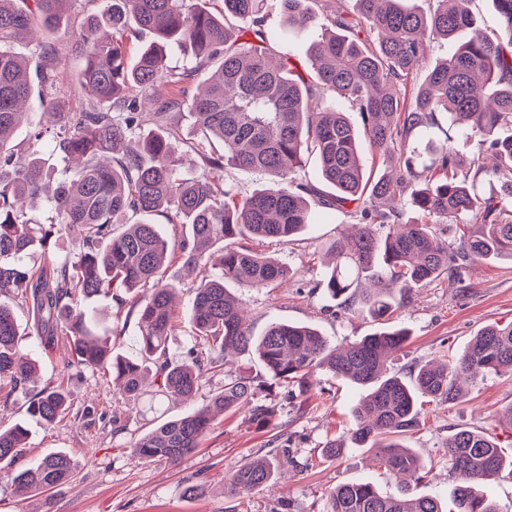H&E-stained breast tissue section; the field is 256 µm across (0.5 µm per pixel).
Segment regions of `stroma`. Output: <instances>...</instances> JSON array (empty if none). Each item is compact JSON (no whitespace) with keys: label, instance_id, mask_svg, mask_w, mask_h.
<instances>
[{"label":"stroma","instance_id":"35a3bbf8","mask_svg":"<svg viewBox=\"0 0 512 512\" xmlns=\"http://www.w3.org/2000/svg\"><path fill=\"white\" fill-rule=\"evenodd\" d=\"M106 5V0H83L51 35L64 81L74 88L70 98L74 109L84 100L76 89L79 66L72 55L74 35L84 12ZM263 16L272 53L293 54L298 66L307 68L306 49L317 38L318 29L301 28L282 40L283 0H265ZM352 222L348 213L320 208L315 224L292 241L261 244V251L281 259L292 278L281 285L239 289L253 335H262L275 321L315 326L337 344L374 331V323L344 313L317 286L323 271L322 244L351 232ZM166 276L180 284L174 299V333L168 343L169 357L180 360L188 357L194 345L188 312L197 279L176 254L169 259ZM85 307L99 320L100 333L110 338L115 352L137 354L136 317L117 315L116 302L106 297L86 301ZM396 317L411 336L390 367L406 379L417 363L461 352L482 327L512 323V261L482 262L462 285L442 278L418 289ZM19 346L36 363L41 381L63 383L71 402L64 420L47 428L32 426L27 456L38 459L52 452L66 453L76 465V474L48 499L16 491L10 481L0 478V512H232L242 501L228 488L235 471L247 458L272 456L285 446L291 462L283 463L268 486L248 494L244 500L248 512H276L283 500L288 501L290 512H324L327 494L342 482L371 481L381 492L393 495L450 497L456 479L443 462V445L456 428L487 432L506 456H512V427L498 422L503 411L512 407V373L492 375L470 387L463 402L424 405L419 429L403 438L404 445L434 464L428 483L420 485L386 474L376 466L369 449L350 441L352 409L361 391L324 372L319 376L322 399L300 407L286 405L278 424L259 427L247 412L230 411L218 417L200 446L178 462L146 463L131 452L137 436L150 428L154 418L186 414L193 410V403L170 399L151 410L141 399L123 402L113 392L111 377L89 368L66 369L65 343L46 348L37 337L25 336ZM336 438L344 442L340 456L323 457L322 448ZM190 484L202 486L199 497L186 498L184 489Z\"/></svg>","mask_w":512,"mask_h":512}]
</instances>
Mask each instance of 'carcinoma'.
<instances>
[{
  "mask_svg": "<svg viewBox=\"0 0 512 512\" xmlns=\"http://www.w3.org/2000/svg\"><path fill=\"white\" fill-rule=\"evenodd\" d=\"M69 2L77 0H0V398L28 391L27 414L44 425L70 413L62 387L38 385L35 363L19 356L24 335L39 337L46 347L59 336L66 339V366L106 371L133 399L148 393L153 401L174 396L193 402L207 375L224 374V385L210 390L205 404L156 420L133 444L145 462H176L198 447L216 414L248 407L253 421L268 423L278 407L258 402L259 392L275 386L290 396L296 386L306 393L325 371L366 392L352 410L351 440L370 449L387 473L423 481L432 467L397 442L420 426L423 403H454L464 397L460 380L512 371V323L483 327L460 354L415 365L408 381L387 366L409 337L390 320L414 289L445 274L461 283L480 260L512 258V135H497L512 127V0H494L501 29L496 40L477 27L473 0H432L427 11L404 0H335L321 14L308 0H285L284 36L306 21L334 28L310 46L305 77L292 74L285 56L278 64L270 61L260 15L264 0H224L222 16L196 0H111L80 26L76 56L86 106L79 112L69 111L55 49L34 38V22L59 23ZM130 19L152 36L134 52L124 38ZM466 30L469 37L450 58L422 82L409 84L431 43ZM16 42L30 45L29 57L12 51ZM169 43L189 49L192 65L168 68L163 48ZM32 72L47 116L33 143L48 141L63 158L83 160L64 178L44 167L36 150L10 146L27 115ZM198 75L204 89L190 109L201 135L195 150L209 173L184 178L174 127L184 84ZM143 99L154 107L155 127L148 131L137 120ZM350 111L360 114L363 131L352 125ZM446 122L473 150L462 176ZM362 137L394 163L396 174L370 180L360 164ZM209 138L221 142L224 152L204 154ZM311 153L334 190L320 198L321 208L344 211L354 204L363 224L323 247L332 259L324 268L328 293L343 309L379 325L344 345L307 324L272 322L255 336L246 326L242 298L225 288L227 282L264 288L288 278L285 264L249 243L288 242L314 223L305 199L311 189L296 182L304 155ZM226 167L263 172L272 184L245 196L219 191L212 180ZM493 176L506 178L501 190L480 195L478 185ZM385 197L407 198L416 217L405 221L401 208H378L376 200ZM34 200L52 208V223L23 221ZM476 208L484 223L467 231L465 217ZM160 210L171 223L185 225L177 247L201 276L189 313L195 345L184 360L167 356L174 327V286L164 269L170 244L149 220ZM445 219L448 236L442 237L432 226ZM68 235L79 238L80 251L56 256L57 242ZM37 251L47 257L49 272L26 264L25 256ZM213 254L222 266L216 278L206 275ZM130 293L140 294L128 310L138 317L135 357L104 343L80 306L100 295L121 305ZM15 301L31 311L25 329L15 317ZM235 354L256 358L270 382L234 365ZM28 436L22 421L0 426V474L48 496L73 480L76 467L63 452L25 460ZM444 448L458 480L451 503L432 494L386 496L370 482H344L328 494L326 512H496L485 485L512 467L496 440L460 429ZM278 466L266 457L244 462L230 491L240 495L271 483Z\"/></svg>",
  "mask_w": 512,
  "mask_h": 512,
  "instance_id": "obj_1",
  "label": "carcinoma"
}]
</instances>
